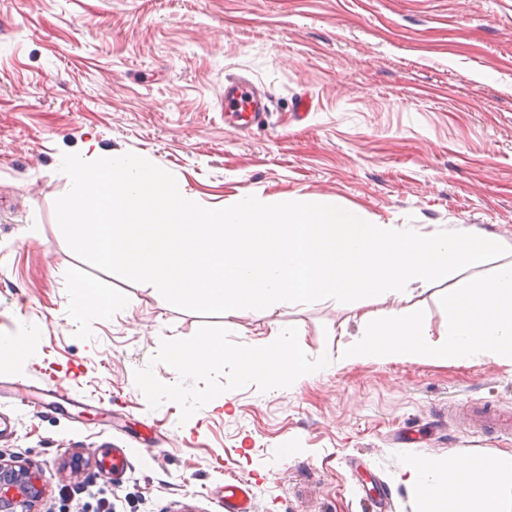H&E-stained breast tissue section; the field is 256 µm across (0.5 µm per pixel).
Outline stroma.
<instances>
[{"label":"stroma","mask_w":512,"mask_h":512,"mask_svg":"<svg viewBox=\"0 0 512 512\" xmlns=\"http://www.w3.org/2000/svg\"><path fill=\"white\" fill-rule=\"evenodd\" d=\"M269 94L261 125L224 122V84ZM134 153L198 204L244 194L333 200L429 236L478 229L512 249V0H0V461L32 474L31 512H224L250 481L255 512H417L397 480L413 458L512 451L455 408L512 412V364L339 363L366 312L409 307L448 332V286L490 280L511 254L403 298L322 299L224 319L234 341L303 334L314 377L223 393L188 421L149 409L134 372L203 316L77 259L54 202L66 152ZM123 294L124 314L78 320L73 287ZM31 403L23 405L16 386ZM137 441L122 473L103 456ZM224 512H254L252 489L247 480L224 483Z\"/></svg>","instance_id":"stroma-1"}]
</instances>
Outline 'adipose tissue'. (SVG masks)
<instances>
[{
	"mask_svg": "<svg viewBox=\"0 0 512 512\" xmlns=\"http://www.w3.org/2000/svg\"><path fill=\"white\" fill-rule=\"evenodd\" d=\"M448 310V337L441 343L431 341L422 314L404 308L362 317L360 336L344 349L341 361L432 358L462 365L492 357L512 363V265L492 280L450 287ZM398 479L413 491L419 512H512L505 497L512 452L497 453L490 461L465 454L444 461L417 457Z\"/></svg>",
	"mask_w": 512,
	"mask_h": 512,
	"instance_id": "1",
	"label": "adipose tissue"
}]
</instances>
